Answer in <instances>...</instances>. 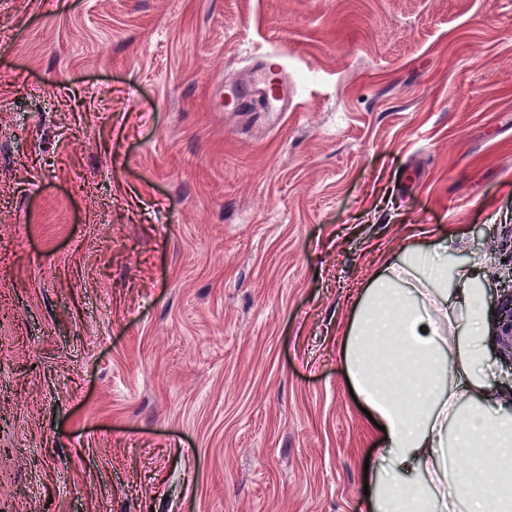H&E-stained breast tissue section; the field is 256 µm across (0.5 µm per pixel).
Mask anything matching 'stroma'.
Here are the masks:
<instances>
[{"instance_id": "stroma-1", "label": "stroma", "mask_w": 512, "mask_h": 512, "mask_svg": "<svg viewBox=\"0 0 512 512\" xmlns=\"http://www.w3.org/2000/svg\"><path fill=\"white\" fill-rule=\"evenodd\" d=\"M445 235L491 317L512 0H0V512H360L336 335ZM295 95L279 56L267 54L255 64L249 84L224 90V105L237 112H288Z\"/></svg>"}]
</instances>
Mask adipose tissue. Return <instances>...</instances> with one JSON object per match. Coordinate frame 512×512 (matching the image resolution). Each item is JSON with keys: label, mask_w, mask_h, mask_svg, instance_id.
<instances>
[{"label": "adipose tissue", "mask_w": 512, "mask_h": 512, "mask_svg": "<svg viewBox=\"0 0 512 512\" xmlns=\"http://www.w3.org/2000/svg\"><path fill=\"white\" fill-rule=\"evenodd\" d=\"M447 240L385 260L347 324L342 358L395 472L366 512H512V410L495 406L486 371L477 266L443 261Z\"/></svg>", "instance_id": "1"}]
</instances>
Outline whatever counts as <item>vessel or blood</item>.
<instances>
[{"label":"vessel or blood","instance_id":"1","mask_svg":"<svg viewBox=\"0 0 512 512\" xmlns=\"http://www.w3.org/2000/svg\"><path fill=\"white\" fill-rule=\"evenodd\" d=\"M295 94L279 56L268 54L255 64L250 83L225 89L224 105L238 112H284Z\"/></svg>","mask_w":512,"mask_h":512}]
</instances>
